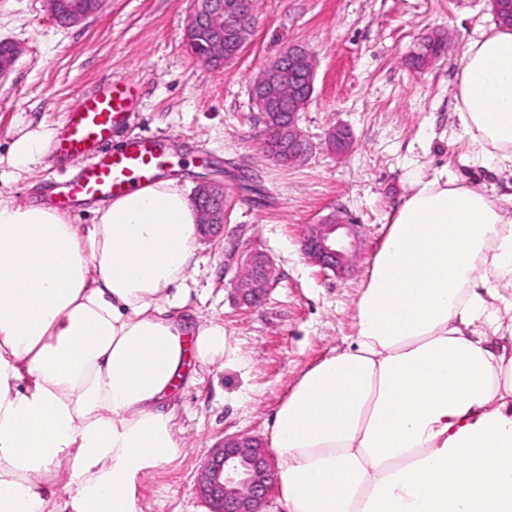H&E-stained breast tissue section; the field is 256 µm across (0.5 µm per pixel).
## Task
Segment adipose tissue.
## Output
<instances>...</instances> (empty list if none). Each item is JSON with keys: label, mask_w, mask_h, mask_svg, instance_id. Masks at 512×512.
Masks as SVG:
<instances>
[{"label": "adipose tissue", "mask_w": 512, "mask_h": 512, "mask_svg": "<svg viewBox=\"0 0 512 512\" xmlns=\"http://www.w3.org/2000/svg\"><path fill=\"white\" fill-rule=\"evenodd\" d=\"M455 110L473 162L512 170V28L467 44ZM50 139L20 131L9 166ZM95 214L83 231L0 197V512H137V478L176 458L189 360L248 366L177 314L199 222L179 185ZM355 319L275 412L287 512H512V217L485 189L414 181Z\"/></svg>", "instance_id": "adipose-tissue-1"}]
</instances>
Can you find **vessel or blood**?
I'll use <instances>...</instances> for the list:
<instances>
[{
    "label": "vessel or blood",
    "instance_id": "b4317fda",
    "mask_svg": "<svg viewBox=\"0 0 512 512\" xmlns=\"http://www.w3.org/2000/svg\"><path fill=\"white\" fill-rule=\"evenodd\" d=\"M142 102L138 81L102 84L81 96L66 115L54 142L58 154L84 157L85 166L55 194L56 205L71 210L86 201H108L152 185L162 172L159 137L131 135L113 143Z\"/></svg>",
    "mask_w": 512,
    "mask_h": 512
}]
</instances>
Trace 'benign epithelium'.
Returning <instances> with one entry per match:
<instances>
[{
  "label": "benign epithelium",
  "mask_w": 512,
  "mask_h": 512,
  "mask_svg": "<svg viewBox=\"0 0 512 512\" xmlns=\"http://www.w3.org/2000/svg\"><path fill=\"white\" fill-rule=\"evenodd\" d=\"M50 15L62 27L80 24L99 13L93 0H46ZM255 0H193L187 15L186 44L207 63L220 64L224 58L245 48L244 38L254 28ZM18 48L0 41V75L10 70ZM290 74L305 78L306 99H312L316 64L312 53L294 44L262 70L251 88L252 104L267 131L270 157L282 165H293L312 152L313 146L298 127L299 112L270 111L269 104L280 98L282 84ZM352 143V134L344 126L328 132L330 150L344 153ZM226 202L199 210V229L207 233L224 224ZM356 241L352 225L338 215L310 229L303 243L306 258L323 270L339 272L354 254ZM273 277L268 260L261 253L241 258L234 288L248 307L259 304ZM277 466L269 451L256 438L234 435L214 449L197 476V489L209 512H260L277 484Z\"/></svg>",
  "instance_id": "7a95c632"
}]
</instances>
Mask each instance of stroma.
<instances>
[{"instance_id":"stroma-1","label":"stroma","mask_w":512,"mask_h":512,"mask_svg":"<svg viewBox=\"0 0 512 512\" xmlns=\"http://www.w3.org/2000/svg\"><path fill=\"white\" fill-rule=\"evenodd\" d=\"M189 0H106L87 21L60 27L44 0H0V39L18 58L0 79V155L19 130H58L79 97L132 78L143 103L128 131L165 139V176L188 192L223 184L222 232L199 237L183 313L224 328L249 361L238 371L216 358L192 361L175 393L177 458L139 478L138 512H207L197 474L224 437L267 439V427L302 373L346 348L356 334L355 303L375 254L414 179L448 178L512 193V174L472 166L454 113L467 43L495 24L490 0H256L254 35L224 68L196 60L184 41ZM445 34L438 58L414 70L424 37ZM316 57L315 91L299 127L313 145L285 167L264 151L267 133L250 100L264 67L292 43ZM354 136L344 156L325 146L329 130ZM82 158L45 150L28 171L0 165V195L25 204L52 196ZM340 211L357 226V253L344 273L312 265L302 252L309 227ZM264 253L275 278L260 306L240 304L234 280L244 252Z\"/></svg>"}]
</instances>
